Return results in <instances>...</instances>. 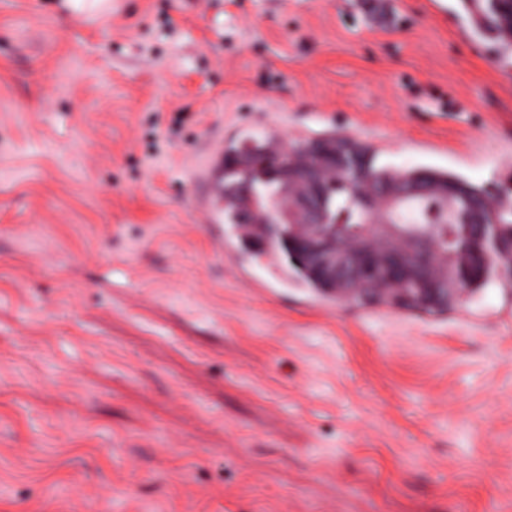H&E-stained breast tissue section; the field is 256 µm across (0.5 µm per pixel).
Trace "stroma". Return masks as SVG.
Instances as JSON below:
<instances>
[{
	"label": "stroma",
	"mask_w": 512,
	"mask_h": 512,
	"mask_svg": "<svg viewBox=\"0 0 512 512\" xmlns=\"http://www.w3.org/2000/svg\"><path fill=\"white\" fill-rule=\"evenodd\" d=\"M63 4L0 0V512H512V289L261 290L193 205L219 131L512 186L467 0Z\"/></svg>",
	"instance_id": "stroma-1"
}]
</instances>
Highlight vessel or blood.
Instances as JSON below:
<instances>
[{
	"instance_id": "vessel-or-blood-1",
	"label": "vessel or blood",
	"mask_w": 512,
	"mask_h": 512,
	"mask_svg": "<svg viewBox=\"0 0 512 512\" xmlns=\"http://www.w3.org/2000/svg\"><path fill=\"white\" fill-rule=\"evenodd\" d=\"M202 192L196 208L204 219V231L220 253L233 251V241L224 234V140L216 138L200 175Z\"/></svg>"
}]
</instances>
